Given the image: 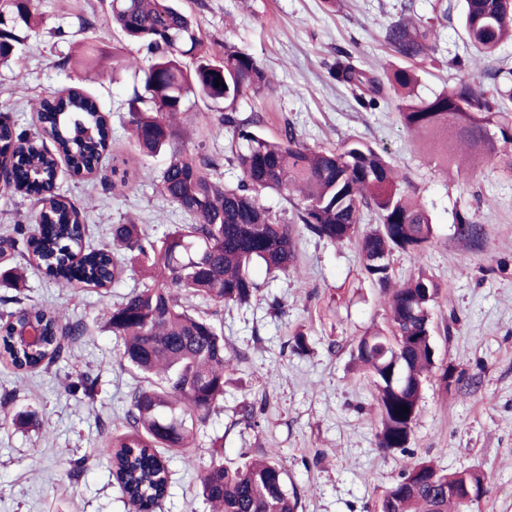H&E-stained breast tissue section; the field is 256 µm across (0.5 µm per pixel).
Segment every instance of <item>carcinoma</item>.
I'll use <instances>...</instances> for the list:
<instances>
[{
  "label": "carcinoma",
  "instance_id": "obj_1",
  "mask_svg": "<svg viewBox=\"0 0 512 512\" xmlns=\"http://www.w3.org/2000/svg\"><path fill=\"white\" fill-rule=\"evenodd\" d=\"M112 21L125 38L145 47L153 63L144 73L146 96L133 99L131 137L148 154L170 151L160 189L170 203L192 218L174 224L159 244L148 240L142 224H115L112 246L83 249L85 224L78 208L53 193L58 158L75 172L93 173L110 140V128L96 105L77 87L42 100L38 112L50 150L0 122V147L11 149L10 173L0 178L3 192L37 195L40 229L27 234L21 255L38 261L60 288L73 287L71 256L82 253V282L105 290L125 267L151 283L135 289L106 310L104 320L122 342L121 360L143 374L146 386L135 391L123 429L99 449L125 497L128 512H151L166 496L169 471L165 454L188 455L200 428L224 397V371L232 360L223 329L194 314L185 301L195 298L219 313L228 304L247 305L258 291L252 270L298 275L292 225L280 221L265 202L276 191L296 209L312 236L332 243L358 239L364 270L381 288L392 289L389 331L361 337L354 359L375 391L377 446L405 449L419 414L424 382L431 376L448 387L450 369L435 358L431 308L439 286L424 272L391 288L390 256L420 258L434 238L428 211L411 199L409 183L377 150L359 141L336 150H316L287 126L276 139L262 134L261 116L238 117V102L272 89L260 62L235 45H224L222 64L203 50L197 21L177 12L172 0H111ZM31 0H0V64L15 55L19 25L33 29ZM464 29L476 51L489 55L512 38V0H465ZM382 38L403 61H437L440 39L433 23L415 25L404 15ZM364 107L386 89L401 91L398 112L403 127L429 143L439 161L461 170L457 145L473 162L496 159L512 169V113L499 103L498 88L478 91L459 80L429 99L410 96L413 69L400 66L366 72L347 51L331 69ZM220 86H215V83ZM224 103L215 132L232 135L228 161L240 172L238 183L224 185L214 163L200 153L173 146L171 118L188 110L195 98ZM378 223L359 232L364 210ZM458 233L477 244L483 227L468 215L457 218ZM0 326V355L6 354L21 377L66 358L69 343L85 335L80 320L51 307L29 306L8 312ZM36 323L41 341L25 349L14 325ZM410 412H402V407ZM200 493L213 512H298V497L285 489L278 450L236 467L224 466L214 452L200 478ZM487 493L479 470L448 472L431 460L405 466L399 479L374 505V512H469Z\"/></svg>",
  "mask_w": 512,
  "mask_h": 512
}]
</instances>
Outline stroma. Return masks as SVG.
<instances>
[{
	"instance_id": "stroma-1",
	"label": "stroma",
	"mask_w": 512,
	"mask_h": 512,
	"mask_svg": "<svg viewBox=\"0 0 512 512\" xmlns=\"http://www.w3.org/2000/svg\"><path fill=\"white\" fill-rule=\"evenodd\" d=\"M440 1L448 18L439 60L415 64L417 96L432 97L464 76L487 84L497 67L512 71V39L490 58L471 46L460 21L463 0H336L332 8L324 0H179L197 18L211 58L221 59L233 44L269 74L273 93L238 103L240 112L261 113L267 136L279 137L288 125L314 149L358 140L407 176L432 216L435 237L421 258L394 253L391 276L399 283L422 269L437 281L436 360L452 366L455 381L446 388L425 382L408 449L377 448L374 391L352 348L366 332L387 329V297L365 274L356 242L333 244L296 230L298 278L257 272V296L223 311L224 337L238 357L224 376L223 400L197 435L192 462L168 456L170 484L159 512H211L199 484L218 437L232 466L278 449L287 489L300 498L298 512H373L402 468L420 458L449 471H483L488 493L473 512H512V169L490 161L467 175L450 173L405 132L395 94L365 108L330 76L340 50L369 71L400 66L382 39L385 27L408 3L416 18L429 21ZM34 13L38 27L0 65V119L35 135L42 129L39 101L68 86L85 89L106 116L112 139L97 171L78 178L63 162L56 180L57 192L85 219L86 246L111 243L116 224L148 225L155 241L169 225L189 223L160 192L168 152L143 155L128 133L129 102L142 89L150 54L113 25L110 0H34ZM122 52L136 58L137 68L113 72L112 57ZM456 57L467 59L465 69L453 66ZM221 111L197 99L177 120L173 143L202 146L217 163L216 176L233 186L239 172L227 161L229 137L213 132ZM117 169L129 171V188L113 189ZM35 202L32 195L0 193V237L18 224L32 227ZM459 214L482 224L481 248L457 233ZM145 282L127 273L103 297L91 286L57 287L20 254L0 258V312L19 302L44 305L87 326L65 360L28 380H18L0 357V396L10 397L4 411L24 421L0 429V512H127L111 466L96 450L124 426L142 378L120 364V343L102 316ZM299 332L308 338L303 352L292 348ZM85 377L95 382L89 396L78 386ZM247 404L256 411L252 425L240 416ZM80 459L87 465L74 471Z\"/></svg>"
}]
</instances>
